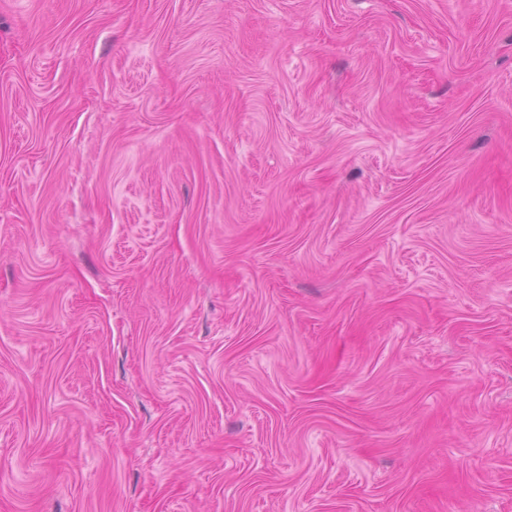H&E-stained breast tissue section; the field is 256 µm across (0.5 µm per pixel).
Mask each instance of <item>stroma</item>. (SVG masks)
Returning <instances> with one entry per match:
<instances>
[{"instance_id": "stroma-1", "label": "stroma", "mask_w": 512, "mask_h": 512, "mask_svg": "<svg viewBox=\"0 0 512 512\" xmlns=\"http://www.w3.org/2000/svg\"><path fill=\"white\" fill-rule=\"evenodd\" d=\"M0 512H512V0H0Z\"/></svg>"}]
</instances>
